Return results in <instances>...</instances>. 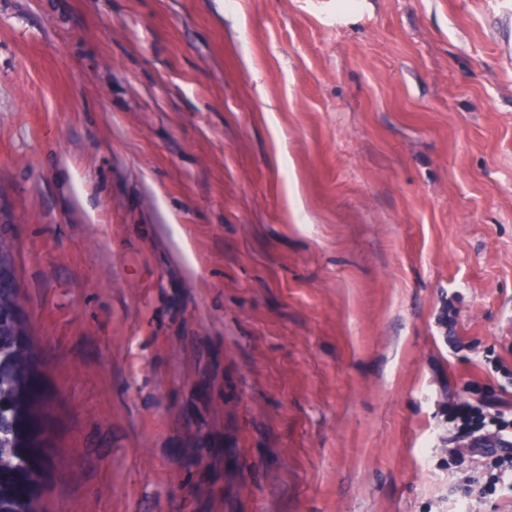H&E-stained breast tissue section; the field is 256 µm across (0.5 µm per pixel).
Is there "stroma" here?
<instances>
[{
    "instance_id": "35a3bbf8",
    "label": "stroma",
    "mask_w": 512,
    "mask_h": 512,
    "mask_svg": "<svg viewBox=\"0 0 512 512\" xmlns=\"http://www.w3.org/2000/svg\"><path fill=\"white\" fill-rule=\"evenodd\" d=\"M42 512H512V0H0ZM448 420L453 425L448 441H469L467 449L488 460L485 470L469 476L466 481L479 487L483 495H493L499 486L512 487V446L495 447V441L509 440L512 409L497 398L482 396L476 402L460 398L448 403ZM496 436L492 442L490 436Z\"/></svg>"
}]
</instances>
